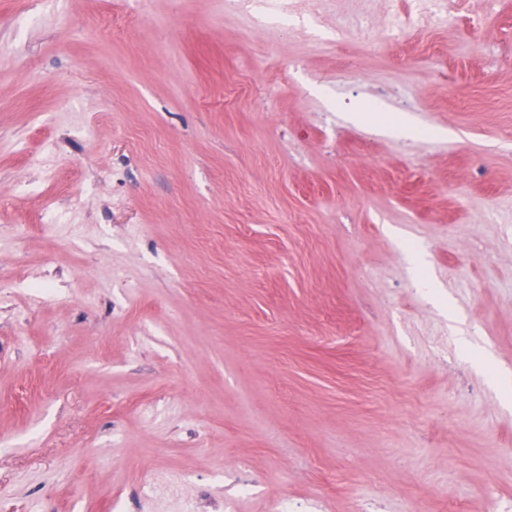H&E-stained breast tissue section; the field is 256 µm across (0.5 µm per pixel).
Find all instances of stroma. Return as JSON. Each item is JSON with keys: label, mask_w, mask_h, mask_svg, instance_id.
<instances>
[{"label": "stroma", "mask_w": 512, "mask_h": 512, "mask_svg": "<svg viewBox=\"0 0 512 512\" xmlns=\"http://www.w3.org/2000/svg\"><path fill=\"white\" fill-rule=\"evenodd\" d=\"M417 2L0 0V512L512 499V0Z\"/></svg>", "instance_id": "stroma-1"}]
</instances>
